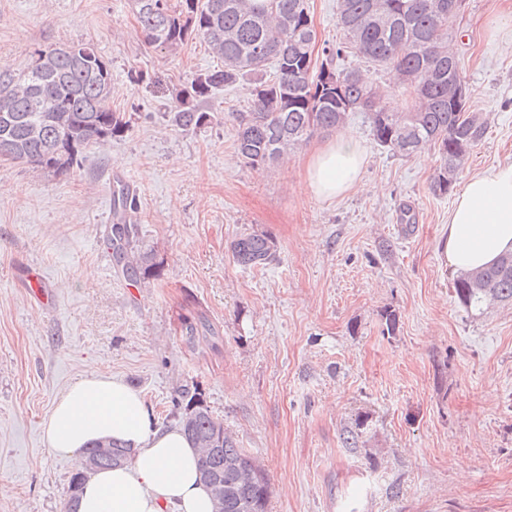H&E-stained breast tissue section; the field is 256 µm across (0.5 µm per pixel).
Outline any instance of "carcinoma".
<instances>
[{
  "label": "carcinoma",
  "mask_w": 512,
  "mask_h": 512,
  "mask_svg": "<svg viewBox=\"0 0 512 512\" xmlns=\"http://www.w3.org/2000/svg\"><path fill=\"white\" fill-rule=\"evenodd\" d=\"M455 0H337V23L343 41L323 48L313 63L315 32L307 0H132L141 33L152 47L176 49L200 37L223 62L197 74L176 94L168 120L178 129L203 125L211 115L197 101L217 90L252 78L253 105L238 114L235 130L239 158L249 167L271 165L307 142L317 131H330L349 113L363 112L374 140L400 156L425 147L438 149L439 165L431 184L436 195L454 187L459 171L481 140L485 126L453 94L461 81L459 58L451 47ZM349 53L373 67H389L410 100L392 104L360 67L338 69L334 60ZM274 75L263 78L267 67ZM343 73L341 101L325 74ZM112 70L87 43L53 45L35 52L23 72H0V156L53 173H67L92 143L105 144L128 126L126 115L112 111ZM129 190L113 195L118 220L112 225L113 259L131 281L155 275L152 254L138 248L134 225L126 223ZM233 257L245 267L273 260L272 241L244 234L231 244ZM467 309L512 303V253L488 268L461 275L454 282ZM183 332L192 342L215 336L206 320L184 318ZM180 423L187 439L201 450V474L224 481V512H268L270 484L266 472L239 447L224 423L204 404L201 393L184 392ZM224 432L221 444L204 442ZM130 460L126 447L112 443V456L98 468ZM85 478L73 472L63 512H77Z\"/></svg>",
  "instance_id": "cac0c4a2"
}]
</instances>
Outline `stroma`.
I'll return each instance as SVG.
<instances>
[{"mask_svg": "<svg viewBox=\"0 0 512 512\" xmlns=\"http://www.w3.org/2000/svg\"><path fill=\"white\" fill-rule=\"evenodd\" d=\"M454 28L486 123L468 176L512 162V0H467ZM73 42L110 62V103L130 123L67 174L0 157V512H62L80 458L49 453L43 425L91 371L139 390L163 428L181 389H198L267 473L268 512H512V305L470 311L455 295L441 246L454 197L430 189L437 152L392 154L352 113L362 181L315 199L306 166L333 132L246 166L234 126L250 82L203 102L212 122L170 126L177 91L222 65L204 41L149 46L130 0H0L8 71ZM118 172L159 264L138 283L107 245ZM244 233L269 237L275 259L239 265L230 245ZM31 272L53 306L33 302ZM197 311L216 344L187 343L182 321ZM352 429L355 451L342 443Z\"/></svg>", "mask_w": 512, "mask_h": 512, "instance_id": "stroma-1", "label": "stroma"}]
</instances>
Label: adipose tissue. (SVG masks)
Here are the masks:
<instances>
[{
	"instance_id": "obj_1",
	"label": "adipose tissue",
	"mask_w": 512,
	"mask_h": 512,
	"mask_svg": "<svg viewBox=\"0 0 512 512\" xmlns=\"http://www.w3.org/2000/svg\"><path fill=\"white\" fill-rule=\"evenodd\" d=\"M365 155L345 130L317 151L307 185L314 198L333 200L360 182ZM443 250L451 269L467 274L512 252V163L470 176L448 214ZM48 449L77 454L114 440L134 451L131 462L91 473L79 512H213L198 454L181 426L156 427L144 396L122 379L95 372L62 390L45 422Z\"/></svg>"
}]
</instances>
